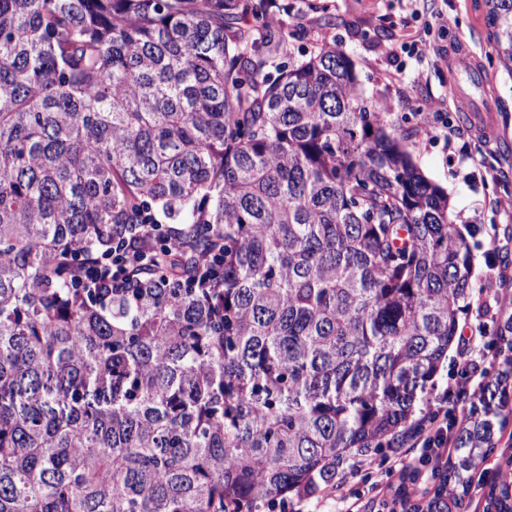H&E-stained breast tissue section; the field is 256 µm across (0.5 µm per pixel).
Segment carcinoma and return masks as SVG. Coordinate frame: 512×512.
I'll list each match as a JSON object with an SVG mask.
<instances>
[{"instance_id": "carcinoma-1", "label": "carcinoma", "mask_w": 512, "mask_h": 512, "mask_svg": "<svg viewBox=\"0 0 512 512\" xmlns=\"http://www.w3.org/2000/svg\"><path fill=\"white\" fill-rule=\"evenodd\" d=\"M271 2L0 0V512H256L415 430L470 243L340 45L277 62ZM487 4L512 73V0ZM144 224L182 279L72 286ZM504 424L462 419L436 512Z\"/></svg>"}]
</instances>
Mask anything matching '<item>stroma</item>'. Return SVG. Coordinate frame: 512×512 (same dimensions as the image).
Instances as JSON below:
<instances>
[{
  "instance_id": "stroma-1",
  "label": "stroma",
  "mask_w": 512,
  "mask_h": 512,
  "mask_svg": "<svg viewBox=\"0 0 512 512\" xmlns=\"http://www.w3.org/2000/svg\"><path fill=\"white\" fill-rule=\"evenodd\" d=\"M297 14L278 16L274 25L291 30L286 49L311 52L322 40L339 42L350 58L360 89L387 112L388 120L413 136L405 142L415 164L429 181L448 194L452 219L472 249L473 290L459 315V326L492 343L503 315L484 313L493 301L485 286L489 275L504 272L503 294L512 296V76L496 64L484 0H293ZM444 23L436 25L433 14ZM331 27H322V19ZM427 46L413 50V42ZM465 43L475 74L453 66L448 46ZM484 87L475 90V75ZM445 113L450 123L463 114L464 135L452 145L427 141L418 114L428 107ZM399 451L381 449L360 472H347L343 494L371 498V487L386 481ZM512 462V447L497 443L474 472L467 512H485V495L498 471Z\"/></svg>"
}]
</instances>
